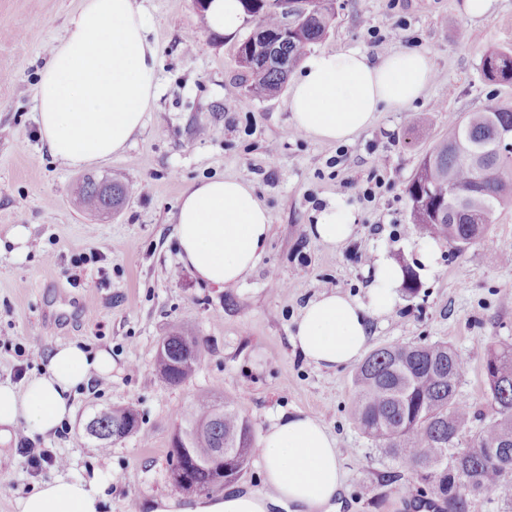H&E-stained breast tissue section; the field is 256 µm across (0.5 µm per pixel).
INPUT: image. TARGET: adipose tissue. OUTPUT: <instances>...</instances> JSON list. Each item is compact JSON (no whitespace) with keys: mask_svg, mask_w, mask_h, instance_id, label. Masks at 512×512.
Instances as JSON below:
<instances>
[{"mask_svg":"<svg viewBox=\"0 0 512 512\" xmlns=\"http://www.w3.org/2000/svg\"><path fill=\"white\" fill-rule=\"evenodd\" d=\"M159 47L150 39L135 0H84L40 73L37 124L51 155L86 168L122 151L143 126L157 88ZM435 79L425 52L397 49L377 55L344 48L310 55L291 86L293 127L307 136L347 142L372 125L377 112L409 110ZM272 227L252 186L212 178L183 195L175 233L183 264L209 285L241 282L263 255ZM355 233V216L337 199L318 216L313 234L340 248ZM367 300L340 291L321 293L303 307L291 335L294 349L315 367L336 370L358 361L369 346L371 319L390 314L402 271L385 251L375 253ZM112 374V353L76 343L56 346L45 375L21 386L0 382V443L16 426L48 435L71 417L72 395L91 378ZM265 491L225 490L183 501L163 497L152 512H322L343 487L340 450L314 416H279L263 438ZM103 476L62 475L21 497L18 512H102Z\"/></svg>","mask_w":512,"mask_h":512,"instance_id":"ef3b65f1","label":"adipose tissue"}]
</instances>
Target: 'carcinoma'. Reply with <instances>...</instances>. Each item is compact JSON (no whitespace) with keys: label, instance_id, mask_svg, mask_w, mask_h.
I'll use <instances>...</instances> for the list:
<instances>
[{"label":"carcinoma","instance_id":"1","mask_svg":"<svg viewBox=\"0 0 512 512\" xmlns=\"http://www.w3.org/2000/svg\"><path fill=\"white\" fill-rule=\"evenodd\" d=\"M257 29L275 53L288 58V69L256 61L264 43L246 38L237 61L251 77L247 92L264 98L279 92L303 51L326 36L335 19L334 0H242ZM482 69L492 81H512V48L487 52ZM512 133V105L496 103L473 112L448 128L433 150L419 162L407 185L412 224L462 252L493 223L497 208L512 199V154L492 153L483 168L475 167L471 151ZM130 188L110 178L83 180L72 205L82 212L117 210ZM489 424L473 438L472 451L458 448L471 416L457 399L464 361L445 343L397 345L372 350L355 373L351 413L362 433L386 456L411 469L445 505L444 512H470V501L512 485V346H488ZM202 341L192 331L175 327L164 338L155 370L159 379L177 386L199 364ZM188 426L178 429L169 449L174 488L187 493L209 492L241 478L253 456V431L230 397L199 391ZM139 427L138 411L130 406L97 413L86 434L102 445ZM224 449V471L210 468Z\"/></svg>","mask_w":512,"mask_h":512}]
</instances>
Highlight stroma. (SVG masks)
Here are the masks:
<instances>
[{
  "mask_svg": "<svg viewBox=\"0 0 512 512\" xmlns=\"http://www.w3.org/2000/svg\"><path fill=\"white\" fill-rule=\"evenodd\" d=\"M461 2L336 0V19L311 52L416 48L436 72L412 109L379 112L352 142L336 143L292 130L287 91L260 100L228 96L246 83L236 56L255 18L229 37L204 26L193 0H136L159 47L152 108L123 152L75 169L41 140L34 96L48 48L82 0H0V382L42 375L60 344L112 352V378L101 391L76 388L69 435L32 438L21 430L0 444V512H18L19 498L39 482L60 474L88 481L99 470L110 475L105 512H148L155 499L175 496L171 437L201 388L234 397L258 442L280 415L301 411L321 421L337 439L344 474L330 512H441L429 488L354 424L355 365L316 369L293 348L291 333L323 290L364 296L368 259L385 249L414 272L417 292L399 293L393 314L372 320L371 347L452 345L465 362L457 397L474 416L472 431L483 427L485 348L512 345V204L497 209L465 252L440 244L438 269L428 277L410 247L419 232L406 194L420 158L449 124L493 102L512 104V84L489 81L482 70L486 52L512 48V0H498L494 14L474 21L461 16ZM89 174L132 186L121 210L72 207ZM377 175L383 187L364 198ZM215 176L248 182L272 217L259 264L225 288L183 266L175 237L183 193ZM339 197L353 207L357 232L333 249L311 228ZM18 224L30 231L22 258L9 238ZM499 252L505 261L490 263ZM178 322L202 337L204 352L189 380L169 386L155 381L154 360ZM21 348L34 350L31 364L18 356ZM127 403L140 414L139 433L100 449L87 422ZM28 443L63 454L67 466L28 475L19 453Z\"/></svg>",
  "mask_w": 512,
  "mask_h": 512,
  "instance_id": "obj_1",
  "label": "stroma"
}]
</instances>
